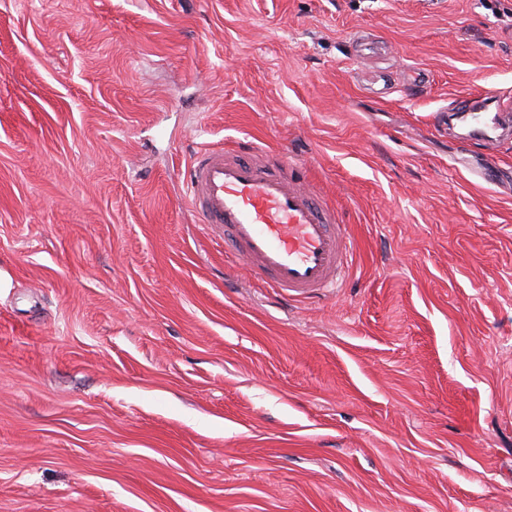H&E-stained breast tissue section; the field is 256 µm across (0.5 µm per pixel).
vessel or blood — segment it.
Here are the masks:
<instances>
[{"mask_svg": "<svg viewBox=\"0 0 512 512\" xmlns=\"http://www.w3.org/2000/svg\"><path fill=\"white\" fill-rule=\"evenodd\" d=\"M449 109L470 117L487 141L500 125L498 115L470 114L463 100ZM185 182L187 203L204 230L219 232L225 254L282 298L319 297L348 267L354 244L337 207L290 159L270 160L254 142L206 148L190 160Z\"/></svg>", "mask_w": 512, "mask_h": 512, "instance_id": "b4317fda", "label": "vessel or blood"}]
</instances>
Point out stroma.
Here are the masks:
<instances>
[{
	"label": "stroma",
	"mask_w": 512,
	"mask_h": 512,
	"mask_svg": "<svg viewBox=\"0 0 512 512\" xmlns=\"http://www.w3.org/2000/svg\"><path fill=\"white\" fill-rule=\"evenodd\" d=\"M0 0V512H512V0ZM306 163L354 243L286 301L190 156ZM495 110V113L490 115L491 113L488 112L492 111L485 103L483 107V113H481V115L468 113L474 112V110L468 106L466 100H460L459 102L450 104L448 109L445 108L442 112H457V115L462 117H469L476 128L477 136L490 142L494 138L495 131L500 126L499 113L497 112L504 111L499 107H496Z\"/></svg>",
	"instance_id": "obj_1"
}]
</instances>
